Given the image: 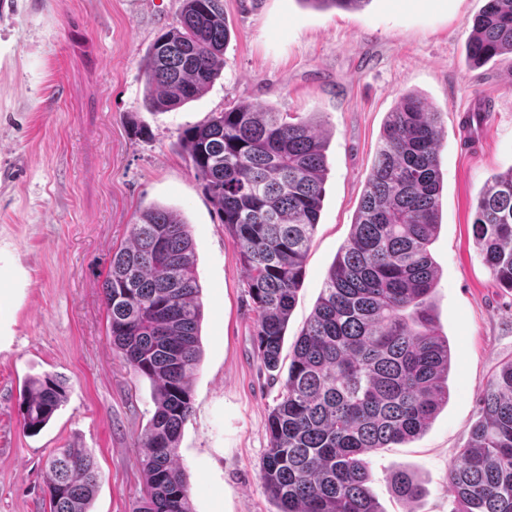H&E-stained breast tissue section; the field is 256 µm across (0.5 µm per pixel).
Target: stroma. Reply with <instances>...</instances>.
I'll list each match as a JSON object with an SVG mask.
<instances>
[{"label":"stroma","instance_id":"35a3bbf8","mask_svg":"<svg viewBox=\"0 0 512 512\" xmlns=\"http://www.w3.org/2000/svg\"><path fill=\"white\" fill-rule=\"evenodd\" d=\"M0 17V512H50L49 454L91 449L101 480L92 512H131L143 483L135 443L152 386L112 349L102 287L112 255L153 204L189 224L202 286V360L179 442L194 512H278L260 479L280 382L254 347L247 272L180 135L240 103H266L327 138L328 176L281 351L313 312L347 241L383 123L414 92L442 114L437 326L454 351L450 396L415 440L365 454L382 512H452L448 469L470 441L479 401L512 360V291L472 235L475 199L512 168V58L466 56L483 0H371L321 10L304 0H223L232 34L224 68L195 101L144 106L143 59L183 0H11ZM487 110L468 124L475 105ZM147 127L141 138L131 121ZM47 373L67 401L37 435L22 430L20 391ZM422 482L401 500L391 475Z\"/></svg>","mask_w":512,"mask_h":512}]
</instances>
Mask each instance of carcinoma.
Listing matches in <instances>:
<instances>
[{
	"mask_svg": "<svg viewBox=\"0 0 512 512\" xmlns=\"http://www.w3.org/2000/svg\"><path fill=\"white\" fill-rule=\"evenodd\" d=\"M358 10L370 0H304ZM229 30L221 0H183L176 25L143 62L150 111L196 100L219 76ZM469 60L512 54V0H485L472 20ZM441 113L416 95L388 113L352 230L296 339L268 415L260 479L279 512H382L362 456L408 443L448 404L453 351L435 325L439 280L430 245L439 229ZM204 192L246 268L256 313L254 345L278 370L328 166L324 137L263 103L218 112L180 136ZM472 234L499 286L512 291V168L493 175L475 203ZM112 346L150 381L155 410L137 437L144 488L132 512H193L179 462L202 357V288L189 224L155 205L130 225L103 284ZM66 400L64 380L28 379L20 410L39 433ZM50 512H90L100 481L88 448L47 461ZM406 501L424 494L414 475L392 476ZM452 512H512V360L493 376L469 444L451 464Z\"/></svg>",
	"mask_w": 512,
	"mask_h": 512,
	"instance_id": "obj_1",
	"label": "carcinoma"
}]
</instances>
